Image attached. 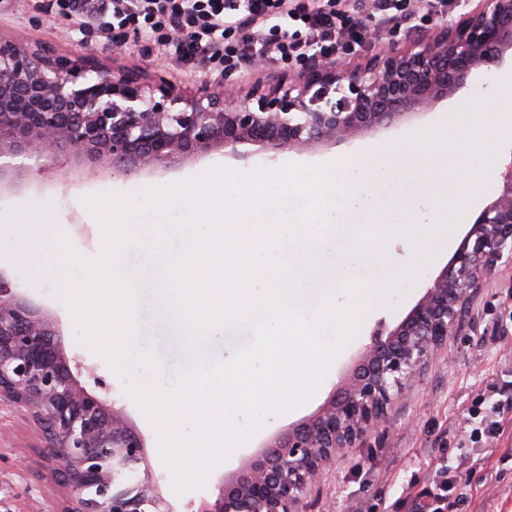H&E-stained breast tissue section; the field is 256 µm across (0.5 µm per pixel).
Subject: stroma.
Listing matches in <instances>:
<instances>
[{
	"label": "stroma",
	"mask_w": 512,
	"mask_h": 512,
	"mask_svg": "<svg viewBox=\"0 0 512 512\" xmlns=\"http://www.w3.org/2000/svg\"><path fill=\"white\" fill-rule=\"evenodd\" d=\"M447 2L442 8L436 0H414L417 20L395 18L386 22L378 0H339L338 10L358 21L371 20L380 33L372 43L342 36V43L349 46L348 61L362 64L394 46L425 38L434 28L454 24L471 8L469 0ZM109 20L106 13L89 21L77 14L59 17L46 12L41 0H0L2 37H19L33 45L46 42L76 54L94 47L102 50L113 67L163 75L187 93L194 91L197 78L207 72V65L181 62L156 40L131 31L112 35ZM462 104V99L455 98L362 138L323 144L303 153L280 154L278 162L319 165L353 158L377 143L399 140L432 126ZM265 163L260 153L241 159L215 151L156 176L115 177L107 170L89 171L77 158L63 154L54 168L1 180L0 216L24 205L44 207L47 223L55 225L81 255L90 256L102 243L99 222L85 207L84 197L166 187L216 167L249 172ZM493 198L489 190L474 199L461 224L437 248L431 263L396 307L377 306L367 313L358 335L329 367L310 400L290 412L266 415L261 428L213 469L212 480L181 494L174 491L170 473L160 458L155 428L127 394L125 381L80 342L70 310L56 295L52 281L42 278L29 282L20 267L3 254L0 275L27 302L41 308L58 328L80 384L93 393L99 391V383L107 384V392L102 393L104 400L121 409L131 427L142 435L154 474L176 512H196L201 501L213 498L214 477L232 475L245 457L318 411L345 382L371 334L381 327L396 326L422 297L426 284L448 264L465 233ZM498 278L501 287L485 289L473 304V332L450 344L446 355L422 372L409 399L393 409L386 434L372 437L364 447L351 449L327 469L319 488L308 499V512H384L403 488L423 489L436 468L445 464L452 467L453 486L447 512H512V413L504 422L503 435L485 436L476 443L469 439V410L489 399L491 387L512 392V292L503 287L504 282L512 280V270L502 269ZM150 300L149 294L141 295L140 318L151 323L157 351L170 368L183 357L168 323L151 307ZM45 456L41 430L31 415L0 402V512H60L62 490L47 470Z\"/></svg>",
	"instance_id": "1"
}]
</instances>
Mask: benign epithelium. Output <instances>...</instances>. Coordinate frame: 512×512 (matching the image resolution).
Listing matches in <instances>:
<instances>
[{
	"instance_id": "obj_1",
	"label": "benign epithelium",
	"mask_w": 512,
	"mask_h": 512,
	"mask_svg": "<svg viewBox=\"0 0 512 512\" xmlns=\"http://www.w3.org/2000/svg\"><path fill=\"white\" fill-rule=\"evenodd\" d=\"M512 61V0H475L453 26L363 66L314 56L276 88L191 95L164 79L0 37V180L44 171L61 154L112 176L152 175L212 151L269 160L341 143L458 96L475 70ZM512 266V160L497 197L451 261L392 329L376 331L346 382L309 419L217 479L195 512H306L327 467L385 428L420 373L462 335L472 303ZM0 399L30 412L46 463L69 491L63 512H176L123 413L78 384L59 332L0 276Z\"/></svg>"
}]
</instances>
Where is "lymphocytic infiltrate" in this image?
<instances>
[{"mask_svg":"<svg viewBox=\"0 0 512 512\" xmlns=\"http://www.w3.org/2000/svg\"><path fill=\"white\" fill-rule=\"evenodd\" d=\"M112 10L115 30L131 29L149 36L165 28L188 29L185 41L165 42L170 54L186 63H226L235 60V50L226 45L225 37L246 23L281 28L282 24H303L305 38L284 36L259 40L251 44L253 54L274 55L280 59H300L330 53L342 31L335 10L314 9L300 13L289 0H106Z\"/></svg>","mask_w":512,"mask_h":512,"instance_id":"lymphocytic-infiltrate-1","label":"lymphocytic infiltrate"}]
</instances>
